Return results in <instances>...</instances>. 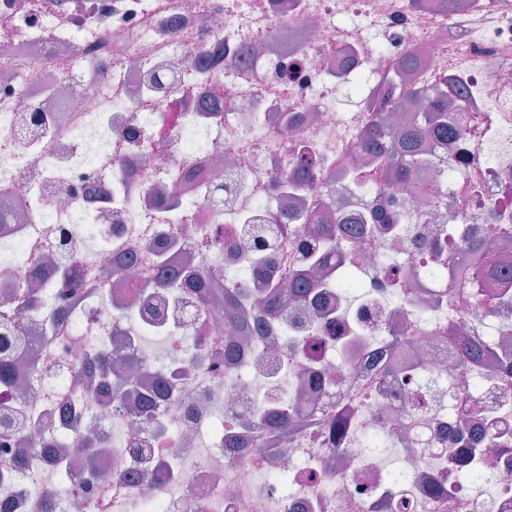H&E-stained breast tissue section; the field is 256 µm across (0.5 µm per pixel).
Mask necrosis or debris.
Masks as SVG:
<instances>
[{"label": "necrosis or debris", "instance_id": "obj_1", "mask_svg": "<svg viewBox=\"0 0 512 512\" xmlns=\"http://www.w3.org/2000/svg\"><path fill=\"white\" fill-rule=\"evenodd\" d=\"M0 0V303L35 282L27 335L47 336L37 368L21 365L0 401L25 420L0 437V506L8 512H512V377L460 367L449 326H494L512 355V304L494 282L477 301L457 280L431 278L432 239L453 259L466 233L512 256V0ZM293 33L290 43L277 27ZM432 81L451 73L467 93L466 133L427 147L414 184L387 174L373 197L348 170L365 116L337 109L344 88L386 93L404 55ZM320 165L317 186L333 224L352 213H403L344 241L336 276L371 288L355 303L327 289L331 316L308 306L267 320L241 353L222 358L224 308L181 288L147 290L124 308L131 280L153 279L156 242L218 284L253 294L287 289L289 265L323 238L284 241L275 189L294 147ZM451 180H443L444 172ZM128 271L115 262L128 254ZM76 260L86 283L65 301L46 255ZM406 268L396 287L388 266ZM180 338L156 363L150 337ZM146 365L144 386L179 378L157 421L138 424L137 399L116 390L103 406L74 369L91 349ZM422 396V407L412 405ZM84 418L65 431L60 405ZM317 411L319 426L283 446L259 423L271 411ZM380 445H359L362 434ZM26 448V465L16 462ZM482 475L475 494L449 466ZM191 468H183L184 460Z\"/></svg>", "mask_w": 512, "mask_h": 512}]
</instances>
